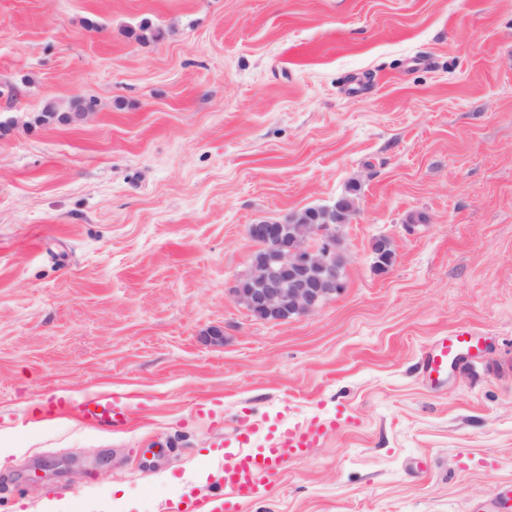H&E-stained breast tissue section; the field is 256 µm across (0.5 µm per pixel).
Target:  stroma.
Returning a JSON list of instances; mask_svg holds the SVG:
<instances>
[{
	"label": "stroma",
	"mask_w": 512,
	"mask_h": 512,
	"mask_svg": "<svg viewBox=\"0 0 512 512\" xmlns=\"http://www.w3.org/2000/svg\"><path fill=\"white\" fill-rule=\"evenodd\" d=\"M349 194L343 290L255 319L247 224ZM92 393L135 422L40 417ZM314 417L246 512H512V0H0V512H161ZM463 346L475 347L472 336L454 335L443 338L437 351L432 354L427 362L426 369L432 374H440L448 357H451L457 349Z\"/></svg>",
	"instance_id": "1"
}]
</instances>
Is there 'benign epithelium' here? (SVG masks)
<instances>
[{"label":"benign epithelium","mask_w":512,"mask_h":512,"mask_svg":"<svg viewBox=\"0 0 512 512\" xmlns=\"http://www.w3.org/2000/svg\"><path fill=\"white\" fill-rule=\"evenodd\" d=\"M336 213L326 208L314 218L289 226L280 236L277 225L262 220L247 225V236L260 253L255 259L259 273L233 297L247 311L272 322L313 313L320 301L341 291L336 269Z\"/></svg>","instance_id":"benign-epithelium-1"}]
</instances>
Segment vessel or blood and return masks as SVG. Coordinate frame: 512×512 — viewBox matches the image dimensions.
Returning a JSON list of instances; mask_svg holds the SVG:
<instances>
[{
    "mask_svg": "<svg viewBox=\"0 0 512 512\" xmlns=\"http://www.w3.org/2000/svg\"><path fill=\"white\" fill-rule=\"evenodd\" d=\"M473 344L469 336L443 338L437 351L428 358L427 370L433 374L441 373L457 349ZM81 415L89 425L114 429L127 426L132 419L129 405L93 395L82 403ZM324 431L323 423L314 418L303 424L283 427L258 447L225 454L216 467L223 480L224 494L210 498L189 494L170 506L169 512H240L242 503L266 497L272 482L288 462L306 456L310 448L318 445Z\"/></svg>",
    "mask_w": 512,
    "mask_h": 512,
    "instance_id": "obj_1",
    "label": "vessel or blood"
}]
</instances>
